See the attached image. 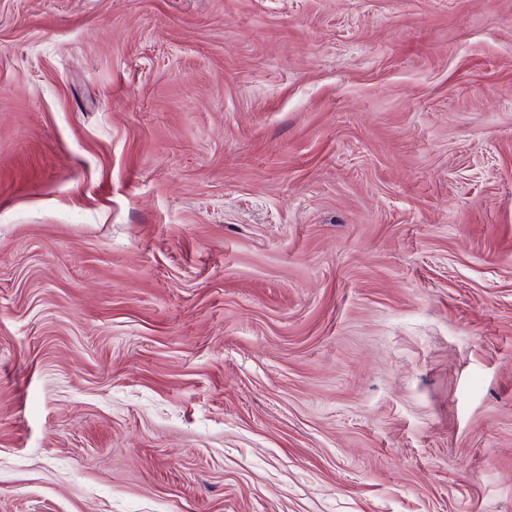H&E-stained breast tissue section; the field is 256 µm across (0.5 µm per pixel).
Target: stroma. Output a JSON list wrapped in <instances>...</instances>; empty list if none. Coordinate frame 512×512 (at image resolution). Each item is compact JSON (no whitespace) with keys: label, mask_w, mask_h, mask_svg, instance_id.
Here are the masks:
<instances>
[{"label":"stroma","mask_w":512,"mask_h":512,"mask_svg":"<svg viewBox=\"0 0 512 512\" xmlns=\"http://www.w3.org/2000/svg\"><path fill=\"white\" fill-rule=\"evenodd\" d=\"M0 512H512V0H0Z\"/></svg>","instance_id":"35a3bbf8"}]
</instances>
